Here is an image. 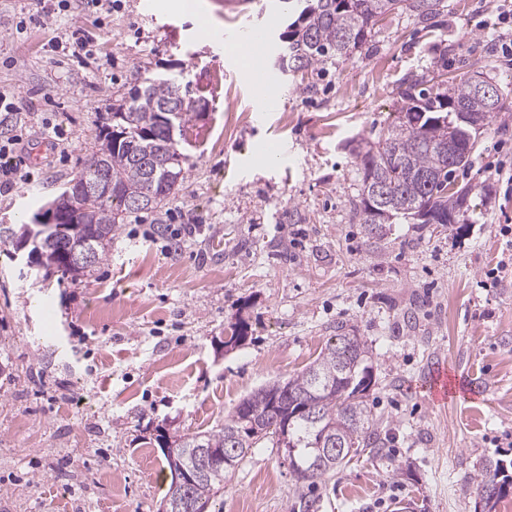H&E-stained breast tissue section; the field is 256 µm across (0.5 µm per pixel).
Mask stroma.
<instances>
[{
    "label": "stroma",
    "instance_id": "1",
    "mask_svg": "<svg viewBox=\"0 0 512 512\" xmlns=\"http://www.w3.org/2000/svg\"><path fill=\"white\" fill-rule=\"evenodd\" d=\"M72 0L52 26L17 33L55 0H0V92L20 114L31 183L0 194V224H29L98 148L113 105L145 77L177 75L201 109L185 180L158 212L130 215L110 258L79 280L44 275L0 242V512H159L170 482L155 437L220 427L252 392L312 363L337 328L369 349L379 453L296 487L282 452L251 453L217 512H475L485 459L512 460V111L483 134L468 173L491 176L463 224H394L369 238L351 203L352 142L385 138L400 86L494 76L512 104V0H447L427 29L391 14L348 59L274 72L272 111L228 45L286 27L275 0ZM218 30L205 37L204 28ZM85 31L81 55L52 51ZM61 132L63 151L48 140ZM159 224H198L185 250ZM247 338L225 350L233 325ZM446 367L447 402L430 374Z\"/></svg>",
    "mask_w": 512,
    "mask_h": 512
}]
</instances>
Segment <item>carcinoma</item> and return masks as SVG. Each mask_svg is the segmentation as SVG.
<instances>
[{"mask_svg": "<svg viewBox=\"0 0 512 512\" xmlns=\"http://www.w3.org/2000/svg\"><path fill=\"white\" fill-rule=\"evenodd\" d=\"M291 14L279 35L288 69L314 70L329 60H345L363 47L378 20L409 13L426 28H436L445 0H279ZM498 83L480 71L467 80H414L400 90L395 124L378 143L352 147L361 170L354 217L368 235L381 238L400 221L422 224L423 212L443 224H458L470 208L471 183L458 181L473 164L477 140L500 113L509 112ZM174 114L175 133L161 121ZM194 118L180 83L149 77L112 109V123L98 130L91 164L46 203L57 224L45 234L36 266L77 278L107 260L112 236L130 214L158 212L185 179L183 139ZM112 193L105 194L106 188ZM33 224L0 225V242H28ZM86 252L78 264L73 255ZM362 337L340 333L301 373L265 386L244 398L224 417V426L207 432L162 435L159 444L169 471L198 474L181 489L168 487L161 512H210L224 491V478L252 449L264 443L282 448L296 485L332 478L377 444L376 416L369 403L372 374L364 365ZM288 425L290 445L280 446L273 423ZM341 444L338 454L319 461L321 439ZM238 448L234 464L216 467L211 452ZM506 489L484 509L495 512L512 489V462L486 459L472 477L477 492L495 478Z\"/></svg>", "mask_w": 512, "mask_h": 512, "instance_id": "obj_1", "label": "carcinoma"}]
</instances>
